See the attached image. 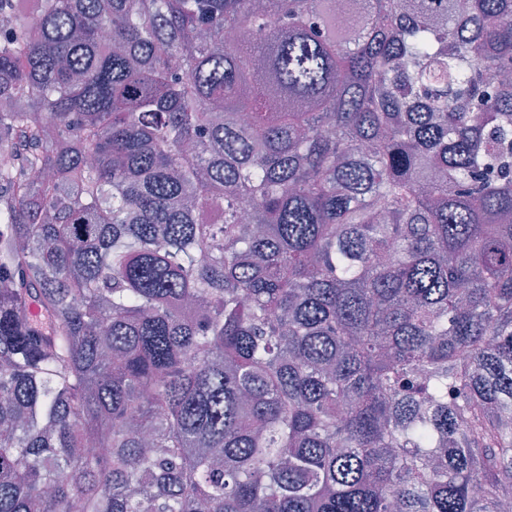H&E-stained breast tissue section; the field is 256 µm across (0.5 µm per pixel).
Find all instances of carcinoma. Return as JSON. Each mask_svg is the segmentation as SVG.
<instances>
[{
  "mask_svg": "<svg viewBox=\"0 0 512 512\" xmlns=\"http://www.w3.org/2000/svg\"><path fill=\"white\" fill-rule=\"evenodd\" d=\"M0 0V512L512 500V0Z\"/></svg>",
  "mask_w": 512,
  "mask_h": 512,
  "instance_id": "obj_1",
  "label": "carcinoma"
}]
</instances>
